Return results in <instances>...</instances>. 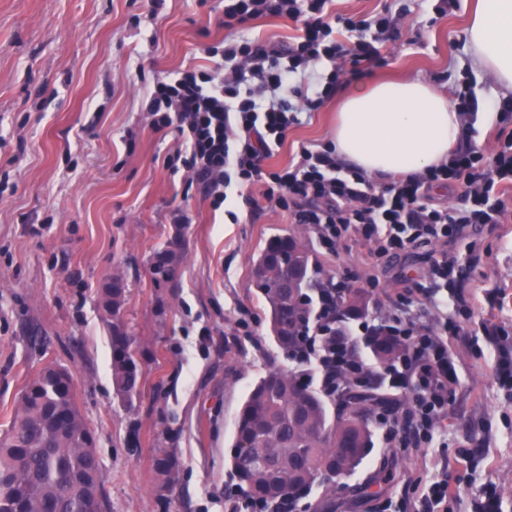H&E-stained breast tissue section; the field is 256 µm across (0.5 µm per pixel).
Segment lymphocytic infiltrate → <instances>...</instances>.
I'll use <instances>...</instances> for the list:
<instances>
[{"mask_svg": "<svg viewBox=\"0 0 512 512\" xmlns=\"http://www.w3.org/2000/svg\"><path fill=\"white\" fill-rule=\"evenodd\" d=\"M220 45L210 47L207 69H188L158 79L148 92L150 128L175 133L180 150L167 159L170 170L183 167L207 183L214 208L227 200L231 184H263V196L287 212L294 223L313 224L321 246L332 249L358 235L372 260L461 238L470 224H504L512 208L504 198L512 190V133L498 131L500 149L487 155L468 145L446 163L402 179H374L356 170L338 176L336 148L300 147L295 163L266 170L271 144L283 143L305 112L331 98L342 77L358 76L385 64L382 53L395 17L383 11L367 18L346 13L335 0H224ZM285 17L298 25L288 46L246 37L252 21ZM330 62L316 81L303 83L308 68ZM437 189L461 191L465 209L434 202ZM336 291L318 297L316 321L307 332L302 365L320 374L325 392H333L337 372L360 373L362 358L352 357L349 342L336 341ZM395 336L405 355L387 369L390 380L412 390L418 428L429 431L443 417L453 395L455 368L438 336L411 315L397 319Z\"/></svg>", "mask_w": 512, "mask_h": 512, "instance_id": "1", "label": "lymphocytic infiltrate"}]
</instances>
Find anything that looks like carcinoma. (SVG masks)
Returning <instances> with one entry per match:
<instances>
[{
    "mask_svg": "<svg viewBox=\"0 0 512 512\" xmlns=\"http://www.w3.org/2000/svg\"><path fill=\"white\" fill-rule=\"evenodd\" d=\"M295 255L306 271L294 288H279L285 276L280 256ZM258 261H269L275 280L256 282L278 347L299 353L312 319L308 290L317 287V264L310 248L294 231L271 238ZM180 262L167 263L161 252L148 263L151 282H175ZM128 289L99 294L112 350V390L122 404L140 396L144 367L151 353L138 346L123 321ZM367 297L360 288H343L336 297V335H348V323L365 315ZM405 344L384 324L374 328L354 352L368 354V385L359 389L344 376L336 388L335 416L325 399L293 371L271 369L251 389L237 419L231 453L232 473L248 508L266 512L323 488L328 497L336 483L363 463L373 443V420L367 413L394 414L403 399L381 390L376 367H388ZM44 365L24 387L6 433L0 437V512H107L96 449L83 439V419L74 380L65 384ZM180 469L175 451L158 449L153 463L154 488L163 496Z\"/></svg>",
    "mask_w": 512,
    "mask_h": 512,
    "instance_id": "1",
    "label": "carcinoma"
}]
</instances>
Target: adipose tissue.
Instances as JSON below:
<instances>
[{"label":"adipose tissue","instance_id":"1","mask_svg":"<svg viewBox=\"0 0 512 512\" xmlns=\"http://www.w3.org/2000/svg\"><path fill=\"white\" fill-rule=\"evenodd\" d=\"M466 39L479 67L512 88V0H481ZM460 135L448 96L407 79L351 87L333 143L339 161L368 177L407 176L447 161Z\"/></svg>","mask_w":512,"mask_h":512}]
</instances>
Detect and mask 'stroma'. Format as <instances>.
Here are the masks:
<instances>
[{
    "label": "stroma",
    "mask_w": 512,
    "mask_h": 512,
    "mask_svg": "<svg viewBox=\"0 0 512 512\" xmlns=\"http://www.w3.org/2000/svg\"><path fill=\"white\" fill-rule=\"evenodd\" d=\"M437 0H341L362 17L382 9L399 16L386 42L385 66L366 81L414 76L455 95L468 86L484 107L467 140L493 151L512 112L488 108L512 90L476 64L465 29L477 0H459L446 15ZM220 0H0V436L25 385L47 363L67 368L96 438L109 512H247L229 465L235 420L255 382L297 364L270 339L253 266L268 240L293 223L262 196L232 188L213 209L205 185L165 164L178 143L150 127L145 87L209 61L204 45L224 36ZM341 95L306 112L273 147L265 165L287 167L300 145L329 142ZM183 210L191 224L175 222ZM302 230L325 277L363 289L365 321H351L357 341L367 327L391 321L404 289L425 282L428 249L373 264L367 247L349 239L322 248L313 225ZM183 257L175 285L155 287L147 274L153 252L175 235ZM449 253L468 265L438 302L472 310L465 333L444 332L436 304L417 297L412 310L441 333L455 367L448 414L431 441L417 447H374L335 490L333 512H413L426 487L450 477L447 512H473L493 486L512 512V388L495 377L500 337L512 335V222L473 224ZM126 278L124 320L148 346V366L133 406L113 395L111 350L100 288L113 269ZM165 315H158L157 302ZM175 449L178 482L154 490L156 449ZM390 461L392 479L378 495L353 488Z\"/></svg>",
    "instance_id": "1"
}]
</instances>
